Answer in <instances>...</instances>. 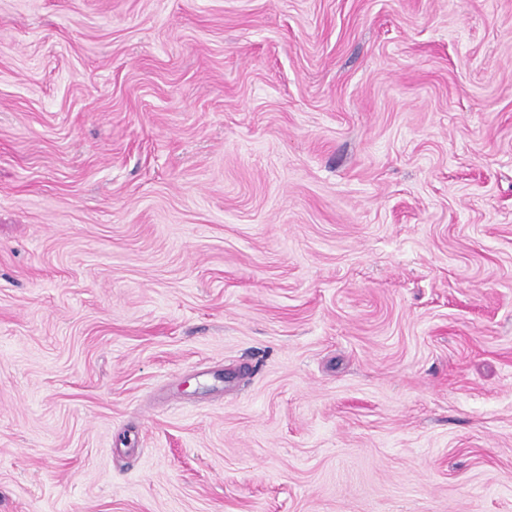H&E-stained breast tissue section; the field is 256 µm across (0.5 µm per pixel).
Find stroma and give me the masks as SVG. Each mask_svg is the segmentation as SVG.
<instances>
[{"mask_svg":"<svg viewBox=\"0 0 512 512\" xmlns=\"http://www.w3.org/2000/svg\"><path fill=\"white\" fill-rule=\"evenodd\" d=\"M0 512H512V0H0Z\"/></svg>","mask_w":512,"mask_h":512,"instance_id":"35a3bbf8","label":"stroma"}]
</instances>
